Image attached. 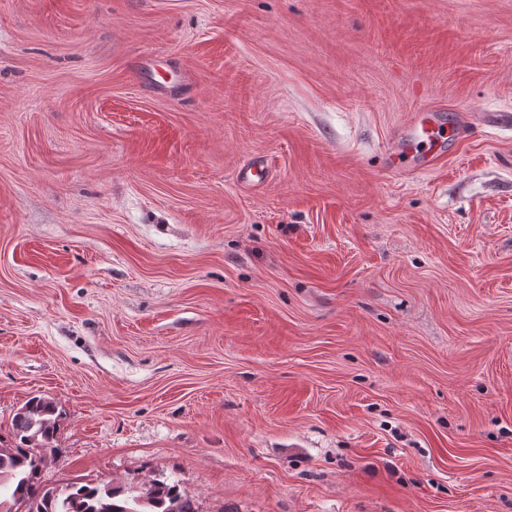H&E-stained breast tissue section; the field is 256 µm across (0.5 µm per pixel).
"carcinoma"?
<instances>
[{"label":"carcinoma","instance_id":"cac0c4a2","mask_svg":"<svg viewBox=\"0 0 512 512\" xmlns=\"http://www.w3.org/2000/svg\"><path fill=\"white\" fill-rule=\"evenodd\" d=\"M61 413L41 397L30 398L15 414L7 435L0 434V512H198L177 481L149 479L139 495L110 484L72 481L46 487L42 471L58 456Z\"/></svg>","mask_w":512,"mask_h":512}]
</instances>
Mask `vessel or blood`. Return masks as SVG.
<instances>
[{"mask_svg": "<svg viewBox=\"0 0 512 512\" xmlns=\"http://www.w3.org/2000/svg\"><path fill=\"white\" fill-rule=\"evenodd\" d=\"M447 149L448 139L436 129L435 117L429 112L418 114L393 141L395 156L411 157L414 167L421 170L430 168Z\"/></svg>", "mask_w": 512, "mask_h": 512, "instance_id": "b4317fda", "label": "vessel or blood"}]
</instances>
